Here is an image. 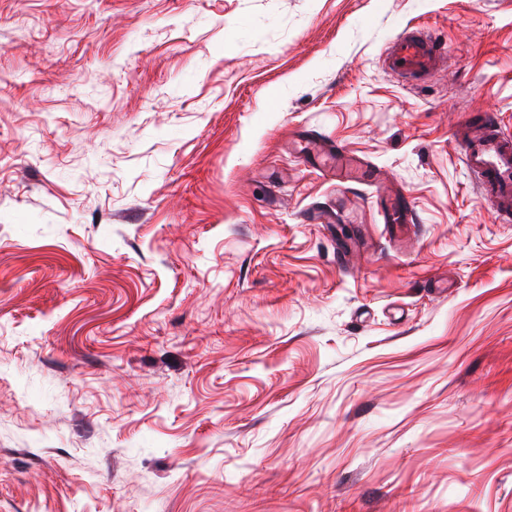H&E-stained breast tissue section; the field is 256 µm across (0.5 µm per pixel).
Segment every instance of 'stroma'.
<instances>
[{
	"instance_id": "35a3bbf8",
	"label": "stroma",
	"mask_w": 512,
	"mask_h": 512,
	"mask_svg": "<svg viewBox=\"0 0 512 512\" xmlns=\"http://www.w3.org/2000/svg\"><path fill=\"white\" fill-rule=\"evenodd\" d=\"M448 57L407 84L406 28ZM512 0H0V512H512ZM379 166L330 177L288 143ZM497 117L485 113L481 125L469 126L462 137L463 159L482 196L498 219L512 222V138L497 128ZM305 148L309 151L320 153L325 156L329 165L336 164V169L342 170L343 167L347 169V166L350 165L349 160L345 156L344 149L337 144L335 149L334 147H327V145L321 140H313L310 141ZM382 223L391 224L400 234H404L415 224V214L411 203L406 199L387 202L381 213Z\"/></svg>"
}]
</instances>
